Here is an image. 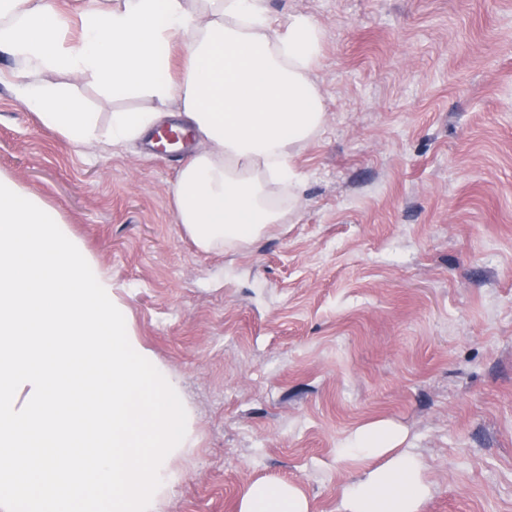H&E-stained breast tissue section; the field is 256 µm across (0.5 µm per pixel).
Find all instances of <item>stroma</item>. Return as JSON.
Wrapping results in <instances>:
<instances>
[{
    "mask_svg": "<svg viewBox=\"0 0 512 512\" xmlns=\"http://www.w3.org/2000/svg\"><path fill=\"white\" fill-rule=\"evenodd\" d=\"M312 15L327 122L285 223L203 253L180 160L70 144L0 83V170L57 209L128 329L181 382L191 442L152 512H239L262 482L338 512L336 450L388 420L426 465L421 512H512V0H269ZM69 83L100 123L145 109Z\"/></svg>",
    "mask_w": 512,
    "mask_h": 512,
    "instance_id": "35a3bbf8",
    "label": "stroma"
}]
</instances>
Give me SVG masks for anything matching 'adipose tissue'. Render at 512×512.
<instances>
[{
	"label": "adipose tissue",
	"mask_w": 512,
	"mask_h": 512,
	"mask_svg": "<svg viewBox=\"0 0 512 512\" xmlns=\"http://www.w3.org/2000/svg\"><path fill=\"white\" fill-rule=\"evenodd\" d=\"M322 32L306 14L272 27L268 0H85L77 15L59 0H0V53L41 124L75 145L133 143L165 112L198 142L173 190L175 221L204 252L259 238L283 223L304 181L295 156L325 124L311 72ZM44 72L94 81L103 93L152 101L100 125L67 85ZM386 421L358 428L336 451L363 468L342 492L341 512H420L433 490L422 459ZM240 512H308L293 484H258Z\"/></svg>",
	"instance_id": "obj_1"
}]
</instances>
